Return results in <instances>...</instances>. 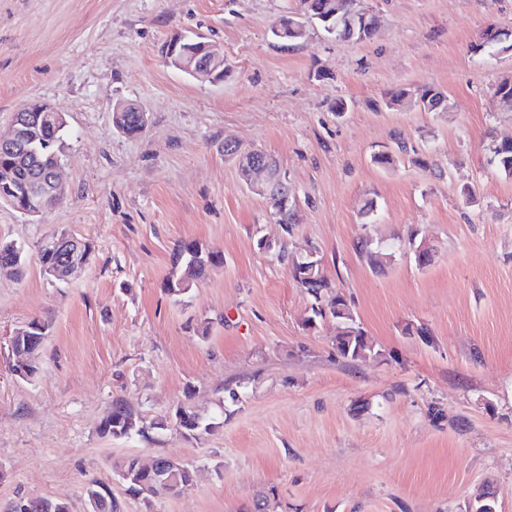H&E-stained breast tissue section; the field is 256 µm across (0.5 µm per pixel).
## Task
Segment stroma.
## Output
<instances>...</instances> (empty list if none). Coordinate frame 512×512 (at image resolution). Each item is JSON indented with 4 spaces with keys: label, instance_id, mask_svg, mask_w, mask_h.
<instances>
[{
    "label": "stroma",
    "instance_id": "obj_1",
    "mask_svg": "<svg viewBox=\"0 0 512 512\" xmlns=\"http://www.w3.org/2000/svg\"><path fill=\"white\" fill-rule=\"evenodd\" d=\"M363 4L371 39L314 27L286 47L272 28L300 0H0V133L34 100L67 121L65 198L34 217L0 205V240L25 259L0 274V512L21 495L89 512L92 478L121 512H254L262 495L266 512H475L483 493L512 512V178L487 151L512 140L494 93L512 77V0ZM490 26L501 45L473 51ZM177 31L223 51V81L164 62ZM425 85L447 111L388 105ZM121 101L148 112L141 135L113 128ZM398 139L409 154L375 163ZM228 140L278 159L289 254L315 252L378 356L344 360L332 319L306 325L313 300L258 248L281 227ZM64 230L95 246L69 281L38 254ZM183 241L224 265L177 303L164 284ZM34 318L47 336L23 379L8 339ZM116 398L149 419L188 399L224 423L114 438L100 424ZM161 454L194 468L193 487L148 506L111 474Z\"/></svg>",
    "mask_w": 512,
    "mask_h": 512
}]
</instances>
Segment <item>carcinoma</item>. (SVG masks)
I'll return each instance as SVG.
<instances>
[{
    "instance_id": "carcinoma-1",
    "label": "carcinoma",
    "mask_w": 512,
    "mask_h": 512,
    "mask_svg": "<svg viewBox=\"0 0 512 512\" xmlns=\"http://www.w3.org/2000/svg\"><path fill=\"white\" fill-rule=\"evenodd\" d=\"M301 4L302 8L316 16L315 25L336 38L363 41L372 38L377 31L378 23L374 15L368 12L360 16L352 15L351 0H301ZM495 94L499 95L503 109L512 112V79H503L496 86ZM63 146V132L47 126L41 130L39 155L32 157L29 164L19 165L13 154L0 152V167L14 165L20 176L32 177L35 175V165L50 163L55 158L62 159ZM487 151L495 168L512 177V140L493 141L487 146ZM276 250L278 258L290 264L295 282L314 300L312 316L307 319L308 324H313L319 317L329 316L334 319L338 328L336 351L346 360L380 354L343 295L337 293L330 299L327 307L321 306L322 295L330 290V283L321 268L309 271L303 268L304 260L288 257L285 246L278 245ZM222 265L224 255L221 253L204 249L194 242H183L172 255L173 271L167 278L165 291L174 301L183 302L197 279L206 271ZM46 336L45 323L37 319L18 329L14 336V354L28 361V378L34 377L38 372L36 355ZM171 424L179 426L185 436L195 440L213 433L219 427L215 417L205 416L185 402L176 406L172 414H165L148 422L141 413L118 398L113 400L112 411L103 421L101 432L114 437H127L134 433L142 435L150 429L165 430ZM162 463L164 470L144 472L137 459H125L114 463L112 471L125 481L128 492L142 497L149 506L155 497L179 494L194 483V471L188 464L170 456L162 457ZM84 491L89 499L102 498L100 512H120L119 503L112 497V488L107 482L92 479L85 485Z\"/></svg>"
}]
</instances>
